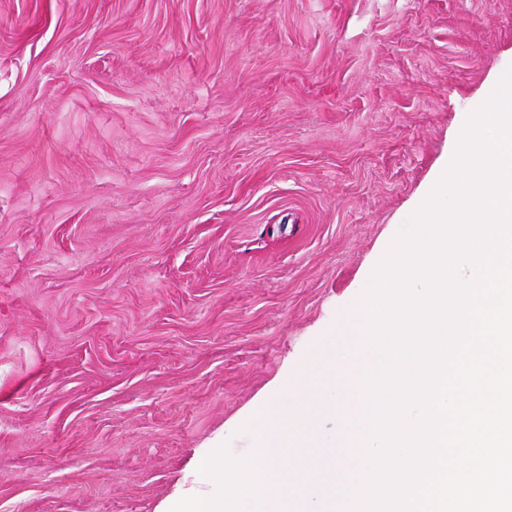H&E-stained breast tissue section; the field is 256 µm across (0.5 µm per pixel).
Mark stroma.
Returning a JSON list of instances; mask_svg holds the SVG:
<instances>
[{
  "instance_id": "obj_1",
  "label": "stroma",
  "mask_w": 512,
  "mask_h": 512,
  "mask_svg": "<svg viewBox=\"0 0 512 512\" xmlns=\"http://www.w3.org/2000/svg\"><path fill=\"white\" fill-rule=\"evenodd\" d=\"M511 64L512 0H0V512L214 495Z\"/></svg>"
}]
</instances>
